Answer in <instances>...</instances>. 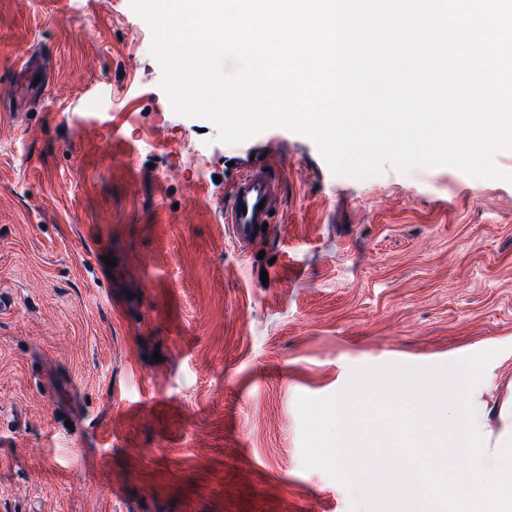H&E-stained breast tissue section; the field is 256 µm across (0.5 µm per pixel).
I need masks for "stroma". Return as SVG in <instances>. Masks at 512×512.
<instances>
[{
	"label": "stroma",
	"mask_w": 512,
	"mask_h": 512,
	"mask_svg": "<svg viewBox=\"0 0 512 512\" xmlns=\"http://www.w3.org/2000/svg\"><path fill=\"white\" fill-rule=\"evenodd\" d=\"M151 44L129 0H0V512H403L384 423L350 489L304 468L297 400L493 349L471 401L497 436L512 150L498 179L357 180L283 127L227 145ZM250 160L280 192L243 252L223 209Z\"/></svg>",
	"instance_id": "obj_1"
}]
</instances>
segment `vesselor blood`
<instances>
[{"mask_svg":"<svg viewBox=\"0 0 512 512\" xmlns=\"http://www.w3.org/2000/svg\"><path fill=\"white\" fill-rule=\"evenodd\" d=\"M279 186L277 175L261 164L251 165L231 186L229 201L224 206V222L238 247L246 250L260 242L262 225L271 219L268 206Z\"/></svg>","mask_w":512,"mask_h":512,"instance_id":"1","label":"vessel or blood"}]
</instances>
